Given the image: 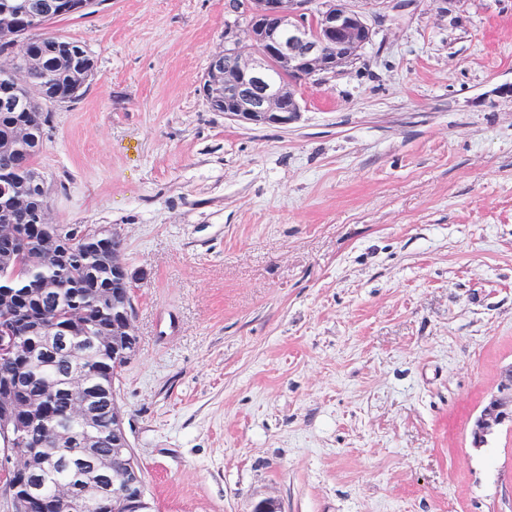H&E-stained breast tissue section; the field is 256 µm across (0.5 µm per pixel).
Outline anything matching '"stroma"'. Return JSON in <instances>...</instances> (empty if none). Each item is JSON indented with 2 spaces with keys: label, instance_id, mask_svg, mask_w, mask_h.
I'll return each instance as SVG.
<instances>
[{
  "label": "stroma",
  "instance_id": "stroma-1",
  "mask_svg": "<svg viewBox=\"0 0 512 512\" xmlns=\"http://www.w3.org/2000/svg\"><path fill=\"white\" fill-rule=\"evenodd\" d=\"M372 38L292 124L212 111L229 0L52 24L95 74L37 167L119 235L137 352L115 400L155 512H512V0H352ZM504 424L512 427V364L503 371L498 392L491 396L473 423L470 431L473 447H483L488 436Z\"/></svg>",
  "mask_w": 512,
  "mask_h": 512
}]
</instances>
